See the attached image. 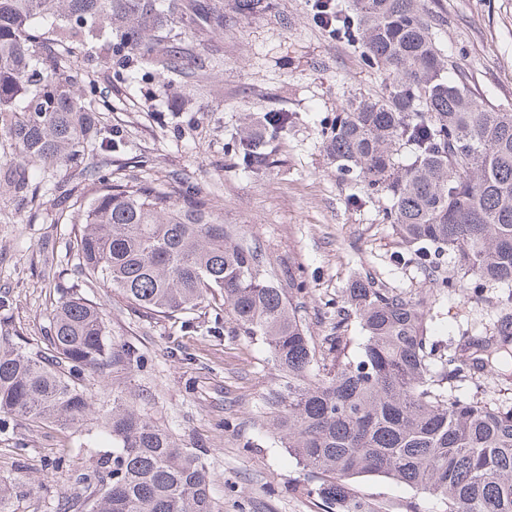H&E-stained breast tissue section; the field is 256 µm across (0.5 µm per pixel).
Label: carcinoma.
<instances>
[{"label":"carcinoma","instance_id":"cac0c4a2","mask_svg":"<svg viewBox=\"0 0 512 512\" xmlns=\"http://www.w3.org/2000/svg\"><path fill=\"white\" fill-rule=\"evenodd\" d=\"M353 6L357 22L336 16V37L364 48L383 91L336 112L324 151L365 197H387L383 220L436 293L512 288V112L472 94L423 0ZM273 7L235 0L238 17ZM178 12L176 0H0V140L24 172L7 169L3 179L16 194L30 191L28 167L80 163L98 144L96 109L60 52L119 22L118 49L144 57L149 40L169 37ZM183 58L172 49L156 59L162 87L188 76ZM288 123L274 107L245 117L232 156L252 172L271 169L268 140ZM69 223L76 282L59 298L46 347L0 332V431L16 417L77 429L95 405L85 376L141 365L137 350L112 343L107 314L89 297L103 282L129 306L183 323L213 304L265 346L279 378L264 402L306 472L304 489L328 508L374 512L352 482L376 475L433 498L441 512H512V408L448 393L476 373L512 379L508 317L468 340L475 352L444 358L426 298L357 276L336 307V335L318 349L299 314L308 289L274 282L261 253L206 199L155 181L98 179ZM350 320L362 331L356 344L343 335ZM104 423L111 460L71 473L92 490L89 512H216L206 449L179 447L170 429L119 397Z\"/></svg>","mask_w":512,"mask_h":512}]
</instances>
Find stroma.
Wrapping results in <instances>:
<instances>
[{
    "label": "stroma",
    "instance_id": "1",
    "mask_svg": "<svg viewBox=\"0 0 512 512\" xmlns=\"http://www.w3.org/2000/svg\"><path fill=\"white\" fill-rule=\"evenodd\" d=\"M272 13L239 18L221 28L184 30L181 44L199 78L161 92L142 57L114 51V38L78 46L80 93L93 101L101 125L128 139L125 154L98 151L83 167L47 168L45 179L88 199L98 177L155 179L182 193L199 194L224 215L247 245L262 254L280 286L304 282L300 311L315 344L331 335L336 306L354 274L407 295H426L429 280L416 262H400L399 244L383 222L386 198L362 206L359 189L341 176L321 144V132L349 101L379 94L382 80L363 63V49L330 37L306 0H273ZM440 21L439 37L487 106L512 110V0H425ZM276 107L288 112V133L277 143L279 162L266 173L233 163L227 144L246 112ZM66 199L44 190L21 199L0 185V330L30 346H44L48 320L65 286L64 259L71 227L60 214ZM496 285L453 291L433 304L430 333L449 351L467 338L491 335L502 314ZM118 345L136 346L145 362L115 368L85 385L100 407L113 396L169 427L176 444L204 448L218 512H325L304 492V472L278 441L274 415L263 397L277 379L263 345L237 335L231 320L213 329L215 306L201 305L195 325L131 308L111 289L94 291ZM112 444L96 419L80 430L49 422L15 421L0 433V480L21 490L13 512H65L86 501L70 474L99 466ZM65 456L66 468L51 469ZM376 512H408L412 490L380 477L353 484Z\"/></svg>",
    "mask_w": 512,
    "mask_h": 512
}]
</instances>
